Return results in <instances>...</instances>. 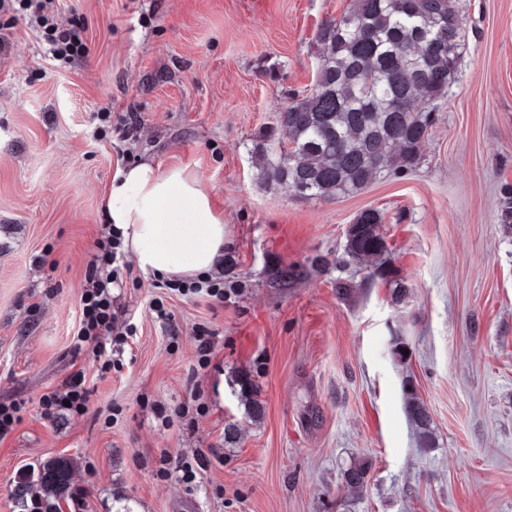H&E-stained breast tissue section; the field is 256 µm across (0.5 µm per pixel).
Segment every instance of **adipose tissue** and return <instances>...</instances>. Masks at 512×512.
<instances>
[{
  "label": "adipose tissue",
  "mask_w": 512,
  "mask_h": 512,
  "mask_svg": "<svg viewBox=\"0 0 512 512\" xmlns=\"http://www.w3.org/2000/svg\"><path fill=\"white\" fill-rule=\"evenodd\" d=\"M101 203L144 272L205 276L224 251V214L201 176L188 169L139 162L118 171Z\"/></svg>",
  "instance_id": "ef3b65f1"
}]
</instances>
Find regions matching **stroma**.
Segmentation results:
<instances>
[{"label":"stroma","instance_id":"stroma-1","mask_svg":"<svg viewBox=\"0 0 512 512\" xmlns=\"http://www.w3.org/2000/svg\"><path fill=\"white\" fill-rule=\"evenodd\" d=\"M456 3L458 79L418 165L337 199L286 193L257 157L281 107L313 91L318 32L351 0H55L57 21L86 25L89 54L69 64L27 17L0 13V400L25 403L0 440V512H22L19 486L60 459L63 512H177L186 499L198 512H512V234L498 211L512 187V0ZM105 111L136 123V140L95 137ZM140 160L190 168L211 190L224 301L169 295L126 257L114 294L136 336L104 372L72 334L101 194ZM368 208L387 243L375 278L345 252ZM46 252L52 265L38 266ZM319 256L329 266L313 267ZM78 369L88 412L45 420L40 399ZM409 380L428 448L405 409ZM194 392L204 413L162 427L153 405ZM200 454L206 466L182 480L176 467ZM358 459L371 470L354 490L343 472Z\"/></svg>","mask_w":512,"mask_h":512}]
</instances>
